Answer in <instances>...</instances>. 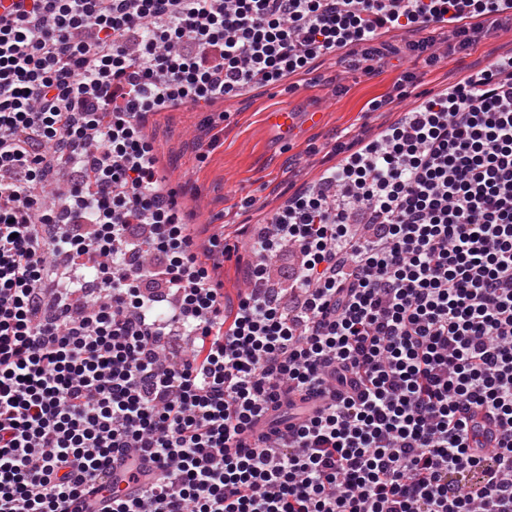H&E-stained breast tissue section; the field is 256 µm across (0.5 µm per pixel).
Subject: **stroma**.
<instances>
[{
    "label": "stroma",
    "mask_w": 512,
    "mask_h": 512,
    "mask_svg": "<svg viewBox=\"0 0 512 512\" xmlns=\"http://www.w3.org/2000/svg\"><path fill=\"white\" fill-rule=\"evenodd\" d=\"M430 39L436 57L412 51ZM390 52L372 75L350 49L321 54L274 84H254L238 96L149 115L160 179L177 186L184 209L206 224V238L224 252V297L234 301L255 251L254 228L283 212L364 144L382 141L408 111L464 82L498 60L512 57V22L484 30L465 51L448 54L438 25L389 28L376 38ZM291 104L322 112L314 126L278 136L266 114Z\"/></svg>",
    "instance_id": "35a3bbf8"
}]
</instances>
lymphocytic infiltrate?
I'll return each mask as SVG.
<instances>
[{
    "mask_svg": "<svg viewBox=\"0 0 512 512\" xmlns=\"http://www.w3.org/2000/svg\"><path fill=\"white\" fill-rule=\"evenodd\" d=\"M512 0H16L0 15V512H512V67L257 228L226 308L147 113ZM103 153L60 209L38 189ZM62 267L49 264V254ZM186 336L188 348L172 349ZM303 416H293L295 406ZM486 412L490 452L474 424ZM128 490L102 487L114 458Z\"/></svg>",
    "mask_w": 512,
    "mask_h": 512,
    "instance_id": "1",
    "label": "lymphocytic infiltrate"
}]
</instances>
